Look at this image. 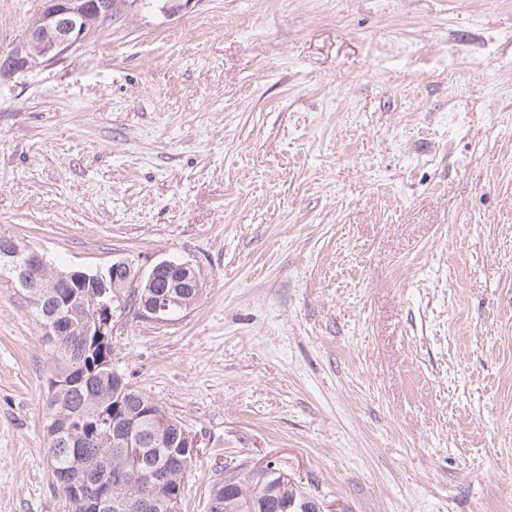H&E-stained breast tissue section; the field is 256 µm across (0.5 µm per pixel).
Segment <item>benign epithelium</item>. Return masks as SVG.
I'll use <instances>...</instances> for the list:
<instances>
[{
  "instance_id": "7a95c632",
  "label": "benign epithelium",
  "mask_w": 512,
  "mask_h": 512,
  "mask_svg": "<svg viewBox=\"0 0 512 512\" xmlns=\"http://www.w3.org/2000/svg\"><path fill=\"white\" fill-rule=\"evenodd\" d=\"M82 5L78 0H45V6L39 16L32 22L22 46L7 54L0 55V76L7 77L19 70L39 64V60L54 58L83 40L85 27L81 24ZM16 278L23 287L36 293L46 286L52 287L51 299L55 300L57 310L64 311L70 305V289L76 286L92 285L86 294L90 309L88 320L78 332L80 352L88 350L89 343L108 344L111 333L112 302H103L101 297L109 289L98 286L113 279L126 288L136 289L142 296L141 312L158 321L168 320V316L183 303L181 289L200 287V278L196 270L188 263L161 261L145 273H133L129 260L119 258L104 270L95 272L75 270L68 274L55 273L51 284H46L50 264L36 251H29L23 261L13 268ZM52 344L59 349L70 347V333L56 325L45 330ZM120 407H112V442L123 446V454L128 459L144 462L143 449L127 448L125 431L120 429V419L116 418ZM150 431L154 441L161 442L166 432L172 433L180 442V457L177 465L181 466L189 458L198 454V443L186 429L175 424L167 413L157 410L152 414ZM129 480L127 470L122 466L112 468V472L99 475L93 482H74L67 478L62 483L72 487L76 494H81L95 508L96 512H172V502L157 493H138L133 496L121 495L118 489Z\"/></svg>"
}]
</instances>
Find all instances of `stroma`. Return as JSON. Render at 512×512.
I'll list each match as a JSON object with an SVG mask.
<instances>
[{
  "instance_id": "stroma-1",
  "label": "stroma",
  "mask_w": 512,
  "mask_h": 512,
  "mask_svg": "<svg viewBox=\"0 0 512 512\" xmlns=\"http://www.w3.org/2000/svg\"><path fill=\"white\" fill-rule=\"evenodd\" d=\"M43 0H0V52ZM0 237L61 270L192 264L112 365L325 512H512V0L142 5L0 78ZM53 364L0 279V512H68Z\"/></svg>"
}]
</instances>
